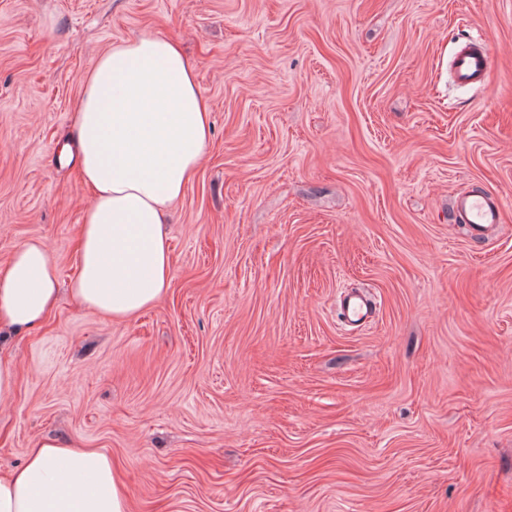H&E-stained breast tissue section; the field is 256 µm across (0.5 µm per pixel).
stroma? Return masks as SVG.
<instances>
[{
	"label": "stroma",
	"instance_id": "obj_1",
	"mask_svg": "<svg viewBox=\"0 0 512 512\" xmlns=\"http://www.w3.org/2000/svg\"><path fill=\"white\" fill-rule=\"evenodd\" d=\"M149 32L212 136L167 226L172 280L76 306L82 77ZM485 87L450 80L471 37ZM0 264L44 239L57 306L18 335L0 470L105 449L130 512H512V0H0ZM502 222L470 237L469 191ZM376 303L355 327L338 309ZM453 207L459 221L467 226L474 238L482 237L489 227L501 223L500 202L487 192L460 195L454 200Z\"/></svg>",
	"mask_w": 512,
	"mask_h": 512
}]
</instances>
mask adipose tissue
Instances as JSON below:
<instances>
[{
  "label": "adipose tissue",
  "instance_id": "ef3b65f1",
  "mask_svg": "<svg viewBox=\"0 0 512 512\" xmlns=\"http://www.w3.org/2000/svg\"><path fill=\"white\" fill-rule=\"evenodd\" d=\"M82 85L74 126L91 202L71 292L127 319L154 307L170 282L165 226L206 153L210 116L178 46L149 33L101 54ZM56 282L40 238L0 266V346L44 320ZM0 512H129V503L106 452L46 439L22 467L0 472Z\"/></svg>",
  "mask_w": 512,
  "mask_h": 512
}]
</instances>
